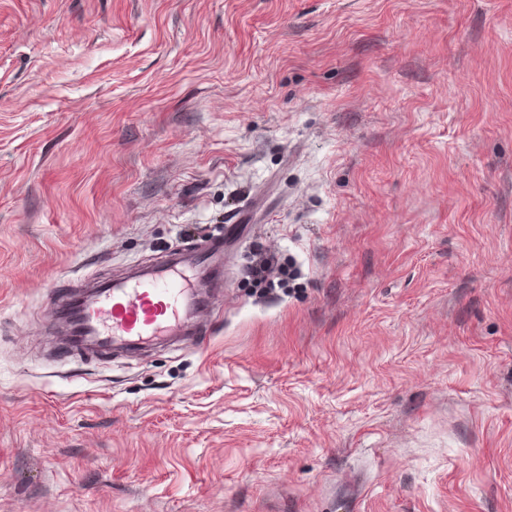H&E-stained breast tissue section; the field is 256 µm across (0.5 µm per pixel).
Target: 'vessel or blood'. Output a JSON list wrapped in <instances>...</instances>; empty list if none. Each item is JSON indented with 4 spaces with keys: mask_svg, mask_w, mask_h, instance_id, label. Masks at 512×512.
<instances>
[{
    "mask_svg": "<svg viewBox=\"0 0 512 512\" xmlns=\"http://www.w3.org/2000/svg\"><path fill=\"white\" fill-rule=\"evenodd\" d=\"M224 286V243L209 238L91 287L68 285L53 302L52 328L77 354L133 351L176 336H207V311Z\"/></svg>",
    "mask_w": 512,
    "mask_h": 512,
    "instance_id": "1",
    "label": "vessel or blood"
}]
</instances>
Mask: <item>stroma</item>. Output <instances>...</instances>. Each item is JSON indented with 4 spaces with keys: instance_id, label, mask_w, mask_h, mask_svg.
<instances>
[{
    "instance_id": "35a3bbf8",
    "label": "stroma",
    "mask_w": 512,
    "mask_h": 512,
    "mask_svg": "<svg viewBox=\"0 0 512 512\" xmlns=\"http://www.w3.org/2000/svg\"><path fill=\"white\" fill-rule=\"evenodd\" d=\"M212 235L208 342L47 336ZM0 512H512V0H0Z\"/></svg>"
}]
</instances>
